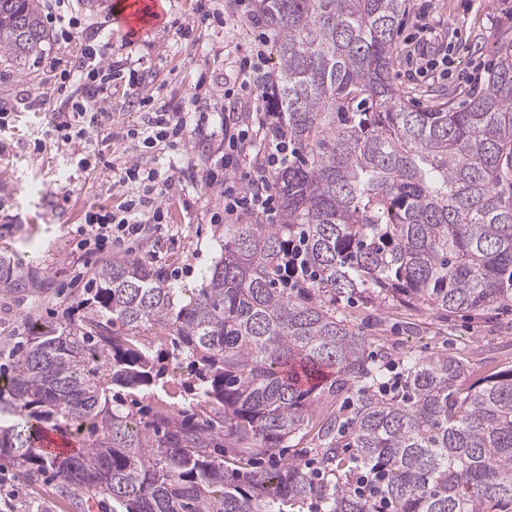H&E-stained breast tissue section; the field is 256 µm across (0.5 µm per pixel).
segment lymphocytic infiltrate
Returning <instances> with one entry per match:
<instances>
[{
  "label": "lymphocytic infiltrate",
  "mask_w": 512,
  "mask_h": 512,
  "mask_svg": "<svg viewBox=\"0 0 512 512\" xmlns=\"http://www.w3.org/2000/svg\"><path fill=\"white\" fill-rule=\"evenodd\" d=\"M269 36L260 33L254 40L250 56L240 59L235 80L241 89H253L257 104L255 121L243 122L233 132L224 135V153L220 161L204 159L205 180L208 187L219 189L221 203L211 213L214 224H229L245 216L272 219L276 213V194L270 174L285 153L283 141H270L264 146L265 161L240 179L228 178L229 169L236 167L253 145L254 127H265L262 116L265 91L258 74L268 64ZM127 76L129 83L139 81L137 70H123L104 62L102 50L95 45H84L74 71H62L61 82L78 77L89 91L88 98L74 100L67 117H55L47 131L48 136L71 147L78 167L88 165L86 155L92 145V132L110 126L112 113L106 107L105 86L113 77ZM135 106L145 108L143 124L135 132L146 152L160 147L177 148L185 145L188 136L198 138L209 134V115L197 102H190L183 112H157L151 99L136 97ZM112 184L123 191L124 201L115 209L93 207L84 216L85 227L77 248L84 257H98L111 253L113 246L136 242L149 233L160 231L167 222V213L161 204L163 197L177 193L179 182L174 177H161L142 156L113 167Z\"/></svg>",
  "instance_id": "obj_1"
}]
</instances>
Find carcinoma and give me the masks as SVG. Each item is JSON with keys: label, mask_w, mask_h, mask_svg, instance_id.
<instances>
[{"label": "carcinoma", "mask_w": 512, "mask_h": 512, "mask_svg": "<svg viewBox=\"0 0 512 512\" xmlns=\"http://www.w3.org/2000/svg\"><path fill=\"white\" fill-rule=\"evenodd\" d=\"M272 40L267 94L288 158L272 174L279 223L232 224L198 287L179 288L130 256L94 273L61 319L17 345L0 370V457L35 481L52 469L72 492L98 490L124 512H512V368L466 385L457 356L369 351L370 311L392 299L447 313L512 307V39L498 42L467 103L416 110L391 78L406 0H253ZM40 0H0V59L22 64L47 41ZM302 239L310 276L279 284ZM30 273L0 257V285ZM156 331L187 359L202 413L125 399L164 374L139 346ZM315 466L273 456L322 396ZM43 429L84 450L47 456ZM362 468L380 473L357 491Z\"/></svg>", "instance_id": "1"}]
</instances>
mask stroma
<instances>
[{
  "label": "stroma",
  "instance_id": "35a3bbf8",
  "mask_svg": "<svg viewBox=\"0 0 512 512\" xmlns=\"http://www.w3.org/2000/svg\"><path fill=\"white\" fill-rule=\"evenodd\" d=\"M196 7V0H163L158 21L132 34L118 10L100 7L95 0H65L63 10L76 24L72 40L53 33L24 65L0 63V107L7 113L0 141L8 146L0 157V254L13 256L41 279L39 287L21 293L0 288V350L61 317L78 297L71 280L84 214L94 206L116 208L122 201L121 190L113 187L112 174L102 162L119 164L136 154L134 141L125 133L140 126L143 114L132 107L128 86L117 81L108 91L111 131L94 134L87 168L68 161L63 147L46 135L60 107L53 92L60 72L73 69L85 43H106L113 61L143 71L141 91L153 96L155 107L181 112L193 99H220L224 82L232 75L229 61L248 49L252 24L239 12L236 0H223L222 26L197 23ZM418 14L429 16L437 47L448 55L445 76L430 79L406 64L414 34L412 18ZM180 23L193 25L191 35H177ZM504 32L512 35V0H408L397 36L393 83L404 101L420 110L450 99L465 102L482 88ZM223 149L224 133L219 130L210 140L189 142L187 151L166 149L149 155V163L162 176L180 180L181 191L162 201L170 222L161 233L115 248V255L128 254L154 269L177 272L180 285L196 287L201 272L220 253L224 227L209 221L210 207L220 200L218 192L206 188L202 171L186 155L193 152L216 160ZM379 320L369 338L370 348H388L393 358L408 353L458 354L467 361L470 380L490 368L512 365L511 312L443 315L389 303L380 310ZM163 365L164 380L148 398V406L172 404L185 416H194L198 408L186 388L191 379L188 367H174L168 359ZM0 512H112V504L100 492L76 498L59 478L47 475L34 482L4 464Z\"/></svg>",
  "mask_w": 512,
  "mask_h": 512
}]
</instances>
